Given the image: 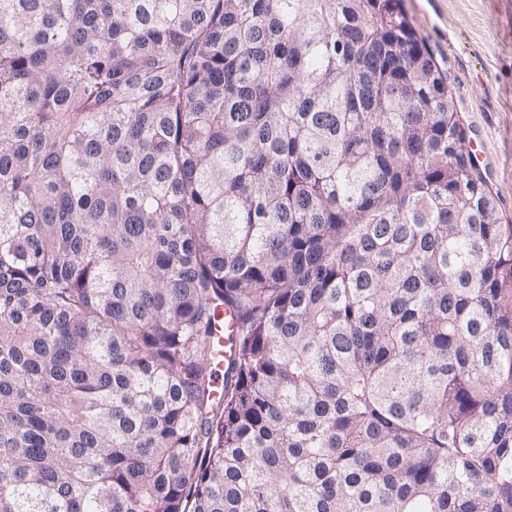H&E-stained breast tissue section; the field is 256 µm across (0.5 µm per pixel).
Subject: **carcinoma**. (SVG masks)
<instances>
[{
    "label": "carcinoma",
    "mask_w": 512,
    "mask_h": 512,
    "mask_svg": "<svg viewBox=\"0 0 512 512\" xmlns=\"http://www.w3.org/2000/svg\"><path fill=\"white\" fill-rule=\"evenodd\" d=\"M507 274L401 0H0V512H512ZM234 329L233 321L229 318V313H223L222 309L216 318L214 324L213 339L215 351L213 352L212 367L215 373L216 394L223 388V370L225 360L229 357V349L232 342V331Z\"/></svg>",
    "instance_id": "obj_1"
}]
</instances>
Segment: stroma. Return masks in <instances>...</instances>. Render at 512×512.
I'll return each instance as SVG.
<instances>
[{"instance_id":"1","label":"stroma","mask_w":512,"mask_h":512,"mask_svg":"<svg viewBox=\"0 0 512 512\" xmlns=\"http://www.w3.org/2000/svg\"><path fill=\"white\" fill-rule=\"evenodd\" d=\"M448 75L503 222L512 221V0H402Z\"/></svg>"}]
</instances>
